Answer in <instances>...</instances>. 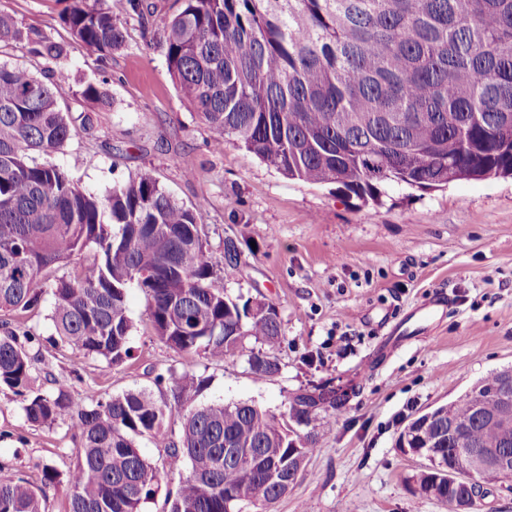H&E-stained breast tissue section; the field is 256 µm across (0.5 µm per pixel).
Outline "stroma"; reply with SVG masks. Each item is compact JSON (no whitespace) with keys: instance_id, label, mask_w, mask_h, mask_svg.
I'll return each instance as SVG.
<instances>
[{"instance_id":"35a3bbf8","label":"stroma","mask_w":512,"mask_h":512,"mask_svg":"<svg viewBox=\"0 0 512 512\" xmlns=\"http://www.w3.org/2000/svg\"><path fill=\"white\" fill-rule=\"evenodd\" d=\"M149 27L127 19L126 41L111 59L88 55L61 26L60 0H0V13L68 42L60 63L16 47L0 60L51 74L63 89L104 84L109 105H88L90 130L50 155L81 188L106 195L138 170L153 169L181 205L198 208L216 287L239 302H268L279 313L280 370L250 374L245 354L214 363L183 357L154 333L145 295L129 289L131 356L123 364L84 357L55 340L51 297L4 328L30 330L35 386L65 384L75 403L146 389L157 375L192 371L205 382L201 403L248 402L279 414L286 398L318 385L348 390L332 429L318 433L308 459L273 512H448L421 495L423 458L401 452L400 431L418 413L457 399L488 373L512 367V179L459 180L420 191L385 186L380 202H362L336 184L285 178L234 139H221L179 94L168 71L162 26L181 0H144ZM235 243L237 267L224 246ZM449 295L452 306L422 314ZM79 439L69 423L34 426L22 400L0 390V477L43 488L45 512H66L67 483H43L50 464L67 471ZM140 448L161 476L143 512H168L178 476L165 473L166 451Z\"/></svg>"}]
</instances>
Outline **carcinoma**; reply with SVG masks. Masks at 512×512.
<instances>
[{
    "label": "carcinoma",
    "instance_id": "1",
    "mask_svg": "<svg viewBox=\"0 0 512 512\" xmlns=\"http://www.w3.org/2000/svg\"><path fill=\"white\" fill-rule=\"evenodd\" d=\"M60 19L101 61L125 42L112 0H71ZM164 38L182 97L220 137L288 179L377 201L389 184L431 190L512 177V0H183ZM12 45L49 62L67 58L64 44L0 15V48ZM72 100L106 105L109 96L88 82ZM75 123L60 86L0 64V311L22 315L49 294L56 335L119 365L130 357L126 298L135 287L155 335L176 352L219 363L252 337L264 349L248 356L250 373H278L276 307L241 305L215 287L197 209L175 201L153 170L99 197L34 160L62 151ZM90 248L88 273L50 275ZM34 341L27 331L0 336V388L23 398L27 422L68 421L78 433L67 512H141L159 481L141 437L166 448L167 471L188 466L169 512H271L319 450L299 428L332 426L344 401L305 391L280 415L248 402L199 404L203 381L171 369L170 402L132 389L81 405L63 384L33 389ZM446 406L464 447L512 449L498 401L477 411L461 396ZM174 409L176 440L164 430ZM413 430L438 435L424 416L403 428ZM227 448L251 455L253 470H241ZM416 483L451 512L480 495L429 470ZM0 512H44L41 495L22 478L0 479Z\"/></svg>",
    "mask_w": 512,
    "mask_h": 512
}]
</instances>
